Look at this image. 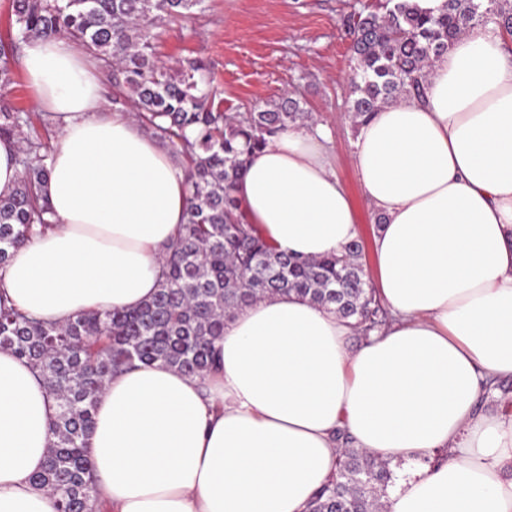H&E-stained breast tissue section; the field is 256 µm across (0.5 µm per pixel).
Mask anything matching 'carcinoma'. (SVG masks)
I'll return each mask as SVG.
<instances>
[{"mask_svg":"<svg viewBox=\"0 0 512 512\" xmlns=\"http://www.w3.org/2000/svg\"><path fill=\"white\" fill-rule=\"evenodd\" d=\"M202 0H11L9 42L0 43V86L13 83L10 60L32 37L67 34L107 73L112 105L132 104L139 124L185 158L186 223L168 247L156 293L136 310L91 312L65 325H48L0 307V347L39 371L59 413L55 441L36 480L50 490L57 512H94L97 478L86 448L95 424V399L112 373L134 363L161 362L200 378L216 362L215 341L224 320L244 306L295 293L351 319L368 334L386 318L362 264L364 246L349 244L339 256L300 259L277 249L247 223L234 186L245 155L308 112L285 97L258 112L230 117L215 105L208 68L185 59L175 70L159 64L155 29L165 19L193 16ZM354 74L347 108L356 123L402 95L422 94L426 69L464 30L494 24L512 33V9L496 0H447L437 17L417 12L409 0H387L381 13L349 18ZM28 114L0 105V138L24 136L23 173L0 193V266L9 250L24 245L34 225L49 224L39 195L49 147ZM30 128L23 134V127ZM393 480L388 463L364 450L341 449L335 476L308 512H382Z\"/></svg>","mask_w":512,"mask_h":512,"instance_id":"carcinoma-1","label":"carcinoma"}]
</instances>
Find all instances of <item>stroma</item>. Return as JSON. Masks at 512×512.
Instances as JSON below:
<instances>
[{
	"mask_svg": "<svg viewBox=\"0 0 512 512\" xmlns=\"http://www.w3.org/2000/svg\"><path fill=\"white\" fill-rule=\"evenodd\" d=\"M382 0H204L194 18L164 24L156 54L172 66L203 60L220 91L222 110L251 112L291 94L312 121L333 131L331 154L361 228L371 242L377 216L365 203L353 165L357 129L346 100L353 64L350 14Z\"/></svg>",
	"mask_w": 512,
	"mask_h": 512,
	"instance_id": "35a3bbf8",
	"label": "stroma"
}]
</instances>
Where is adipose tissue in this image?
Listing matches in <instances>:
<instances>
[{"label": "adipose tissue", "mask_w": 512, "mask_h": 512, "mask_svg": "<svg viewBox=\"0 0 512 512\" xmlns=\"http://www.w3.org/2000/svg\"><path fill=\"white\" fill-rule=\"evenodd\" d=\"M475 26L434 60L422 97L382 104L353 159L389 320L355 329L293 294L225 321L207 381L161 363L110 377L88 452L109 512H306L357 448L410 469L385 512H512V410L483 413L512 379V56ZM36 108L58 139L42 185L56 225L12 249L0 302L63 325L153 296L186 219L187 175L129 111L105 104L98 65L67 36L24 46ZM323 123L288 125L252 151L235 186L250 223L302 259L360 234ZM57 404L36 369L0 348V512H56L33 481ZM443 452L435 466L424 458Z\"/></svg>", "instance_id": "ef3b65f1"}]
</instances>
